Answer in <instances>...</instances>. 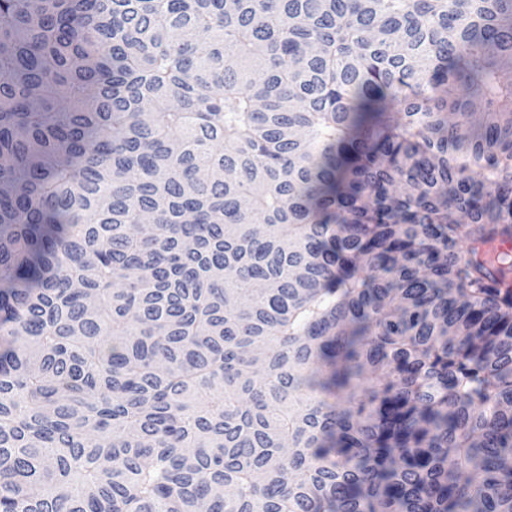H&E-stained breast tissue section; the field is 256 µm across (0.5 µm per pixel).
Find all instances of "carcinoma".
Listing matches in <instances>:
<instances>
[{
  "instance_id": "1",
  "label": "carcinoma",
  "mask_w": 512,
  "mask_h": 512,
  "mask_svg": "<svg viewBox=\"0 0 512 512\" xmlns=\"http://www.w3.org/2000/svg\"><path fill=\"white\" fill-rule=\"evenodd\" d=\"M512 0H0V512H512Z\"/></svg>"
}]
</instances>
